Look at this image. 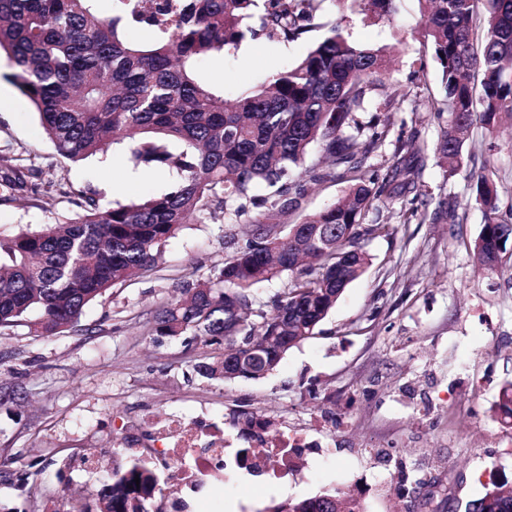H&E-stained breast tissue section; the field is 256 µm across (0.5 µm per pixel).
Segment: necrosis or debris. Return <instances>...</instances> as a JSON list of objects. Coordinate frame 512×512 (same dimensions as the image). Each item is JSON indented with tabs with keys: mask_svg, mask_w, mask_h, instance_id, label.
<instances>
[{
	"mask_svg": "<svg viewBox=\"0 0 512 512\" xmlns=\"http://www.w3.org/2000/svg\"><path fill=\"white\" fill-rule=\"evenodd\" d=\"M161 438L147 466L160 484L176 481L179 496L167 500L165 512H189L192 498L214 486H235L254 479L287 487L299 482L302 457L311 454L308 438L297 432L271 433L261 418L240 429L209 417L171 415L159 425Z\"/></svg>",
	"mask_w": 512,
	"mask_h": 512,
	"instance_id": "4bbe7bcc",
	"label": "necrosis or debris"
}]
</instances>
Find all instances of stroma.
I'll return each instance as SVG.
<instances>
[{
  "label": "stroma",
  "instance_id": "stroma-1",
  "mask_svg": "<svg viewBox=\"0 0 512 512\" xmlns=\"http://www.w3.org/2000/svg\"><path fill=\"white\" fill-rule=\"evenodd\" d=\"M319 27L304 39L263 38L198 63L201 80L235 98L287 69L322 35L340 25L362 45L387 47L384 84L408 91L390 114L386 140L367 167L397 160V138L417 131L426 148L421 198L455 206L456 223L410 216L408 203L386 201L364 217L392 224V237H371V261L315 335L291 348L268 376L233 381L198 376V356L223 354L190 337L151 335L159 309L187 282L211 278L215 266L247 238L251 223L295 224L336 202L346 188L328 175L309 183L302 208L285 214L256 208L191 221L163 249L157 268L113 286L80 321L45 337L28 328L0 330V512H99L103 474L130 450L148 447L147 421L171 413L226 422L252 413L270 432L289 429L314 441L306 483L280 494L259 488L212 495L193 512H265L288 498L340 489L365 512H463L467 500L494 481L512 483V425L493 407L512 382V258L483 269L473 243L484 223L466 172L448 175L435 153L440 134L431 103L441 73L419 35L418 0H400L384 22L369 23L337 0H325ZM14 70L0 53V156L34 166L37 188L19 208L0 186V235L77 218L84 195L102 206L130 204L163 193L165 173L145 174L112 151L81 162L59 156L32 104L9 81ZM466 163L494 179L501 209L512 208V122L475 128Z\"/></svg>",
  "mask_w": 512,
  "mask_h": 512
}]
</instances>
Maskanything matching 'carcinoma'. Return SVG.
Here are the masks:
<instances>
[{
	"label": "carcinoma",
	"instance_id": "1",
	"mask_svg": "<svg viewBox=\"0 0 512 512\" xmlns=\"http://www.w3.org/2000/svg\"><path fill=\"white\" fill-rule=\"evenodd\" d=\"M0 0V50L13 61L11 79L38 113L56 151L81 161L112 143L135 169L172 175L169 191L137 203L100 206L84 197L75 221L0 236V329L26 327L56 336L78 323L84 308L112 286L151 270L168 239L192 218L230 211L241 217L255 204L250 188L264 183V199L276 212L301 208L307 181L323 178L305 166L317 145L338 176L349 182L344 197L301 219L325 231L327 242L301 235L297 246L269 239L268 225H252L245 247L224 260L213 280L184 289L185 298L163 306L155 336H191L207 346H252L261 370L271 373L289 349L315 335L345 288L369 265L361 238L391 236L390 224L363 226L367 212L392 199H410L411 215L428 209L416 193L424 167L417 136L380 176L365 160L389 133L385 124L366 127L356 119L387 63L385 50L358 44L333 25L294 65L241 92L234 103L194 73L196 61L236 51L247 38L263 35L293 42L318 27L323 0H264L259 24L249 23L258 0ZM368 20L396 12L398 0H338ZM421 36L441 70L444 97L437 118L448 114L435 152L463 166L462 152L475 126H495L512 115V0H419ZM140 25L145 42L128 36ZM408 92L392 86L376 102L388 112ZM35 169L0 158V181L24 207ZM475 201L484 225L474 243L481 262L501 265L512 242V208L502 211L485 171L471 168ZM290 273L270 301L257 287ZM206 379L235 380L243 367L223 360L200 361ZM496 413L512 419V384L503 388ZM140 482H134V479ZM154 483L137 464L109 476L98 490L107 512H143L138 496ZM365 512L339 491L295 498L272 512ZM512 512V487L493 481L464 512Z\"/></svg>",
	"mask_w": 512,
	"mask_h": 512
}]
</instances>
